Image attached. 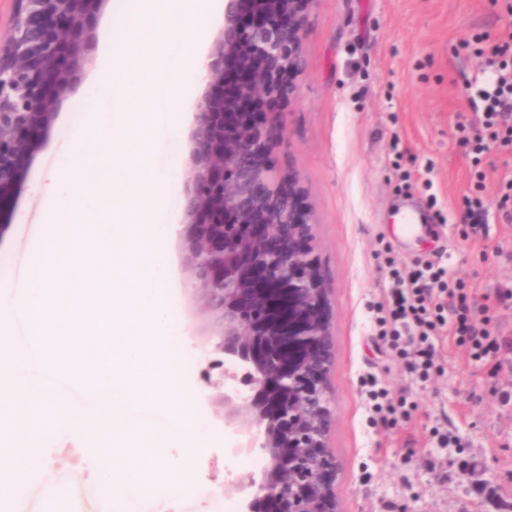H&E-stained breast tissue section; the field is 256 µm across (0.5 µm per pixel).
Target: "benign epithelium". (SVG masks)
I'll return each instance as SVG.
<instances>
[{"mask_svg": "<svg viewBox=\"0 0 512 512\" xmlns=\"http://www.w3.org/2000/svg\"><path fill=\"white\" fill-rule=\"evenodd\" d=\"M0 42V201L14 187L36 131L87 64L88 15L106 0H17ZM312 0H226L207 63L208 90L193 105L191 177L184 195L183 267L213 324L209 343L224 379V426L268 466L225 479L244 512H337L336 461L327 436L334 360L328 289L312 216L297 176L274 152L284 135L265 114L291 102L303 69L305 10Z\"/></svg>", "mask_w": 512, "mask_h": 512, "instance_id": "benign-epithelium-1", "label": "benign epithelium"}]
</instances>
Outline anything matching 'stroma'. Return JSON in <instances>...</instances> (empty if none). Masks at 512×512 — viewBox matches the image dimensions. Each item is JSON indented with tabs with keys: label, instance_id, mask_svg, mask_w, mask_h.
I'll list each match as a JSON object with an SVG mask.
<instances>
[{
	"label": "stroma",
	"instance_id": "1",
	"mask_svg": "<svg viewBox=\"0 0 512 512\" xmlns=\"http://www.w3.org/2000/svg\"><path fill=\"white\" fill-rule=\"evenodd\" d=\"M122 0H107L92 14L95 41L82 71L105 47L107 23ZM303 40L305 66L296 76V101L284 108V138L275 152L282 171L297 175L315 219L317 252L329 290L335 341L327 384L332 398L328 444L336 460V500L341 512H512V352L494 369L470 360L466 348L448 344L443 372L426 382L411 379L382 351L369 306L379 300L386 271L378 254L390 250L401 264L438 251L448 256L451 278L464 280L478 304L512 289V218L497 210L512 180V150L492 151L479 168L483 195L493 210L488 238L463 240L455 226L474 170L456 138L458 123L472 119L466 81L482 78L489 48L512 34V0H311ZM82 81L59 100L24 160L10 197L0 203V281L20 284L43 229L36 179L55 167L72 135L92 113L112 108L94 101ZM191 127L179 137L160 133L155 161L169 169L179 155L177 186L166 202L175 216L191 175ZM424 219L408 237L406 209ZM173 282L183 292V383L197 399L206 429L204 447L172 448L187 458L179 498L166 488L113 505L115 512H240L238 497L223 496L225 467L261 475L267 460L257 451L231 454L235 436L224 427L216 398L219 373L208 370L203 346L210 324L199 313L182 264L183 240L170 244ZM374 376L393 399L408 397L410 421L370 424L362 381ZM447 428L448 445L432 435ZM45 468L24 490L14 512H100V481L84 460L83 438L47 435Z\"/></svg>",
	"mask_w": 512,
	"mask_h": 512
}]
</instances>
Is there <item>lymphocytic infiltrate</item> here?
I'll list each match as a JSON object with an SVG mask.
<instances>
[{
  "instance_id": "obj_1",
  "label": "lymphocytic infiltrate",
  "mask_w": 512,
  "mask_h": 512,
  "mask_svg": "<svg viewBox=\"0 0 512 512\" xmlns=\"http://www.w3.org/2000/svg\"><path fill=\"white\" fill-rule=\"evenodd\" d=\"M512 37L491 49L495 59L489 78L471 90L472 121L457 126L469 146L473 165L491 147L512 148ZM383 348L416 381H427L442 368L445 341L466 347L472 361L498 359L512 342L493 327L488 307H476L464 281L448 275L441 256L412 265H390L383 298L372 307Z\"/></svg>"
}]
</instances>
